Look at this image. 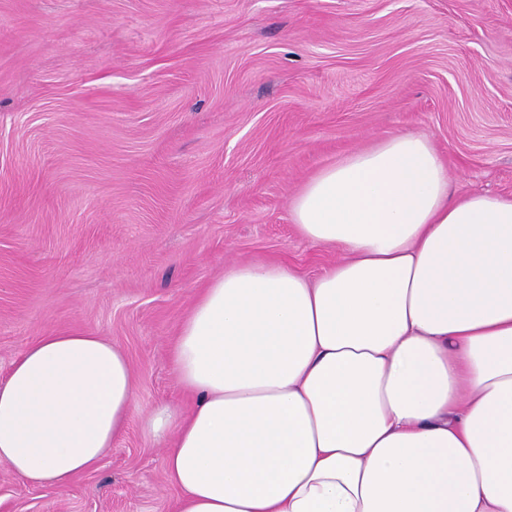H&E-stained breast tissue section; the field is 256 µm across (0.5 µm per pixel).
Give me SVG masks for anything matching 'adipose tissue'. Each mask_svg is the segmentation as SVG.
<instances>
[{"label": "adipose tissue", "instance_id": "ef3b65f1", "mask_svg": "<svg viewBox=\"0 0 512 512\" xmlns=\"http://www.w3.org/2000/svg\"><path fill=\"white\" fill-rule=\"evenodd\" d=\"M290 214L343 255L199 291L169 357L193 406L143 422L175 512H512V199L453 195L401 131L317 171ZM136 406L115 344L42 336L0 380V469L63 484Z\"/></svg>", "mask_w": 512, "mask_h": 512}]
</instances>
